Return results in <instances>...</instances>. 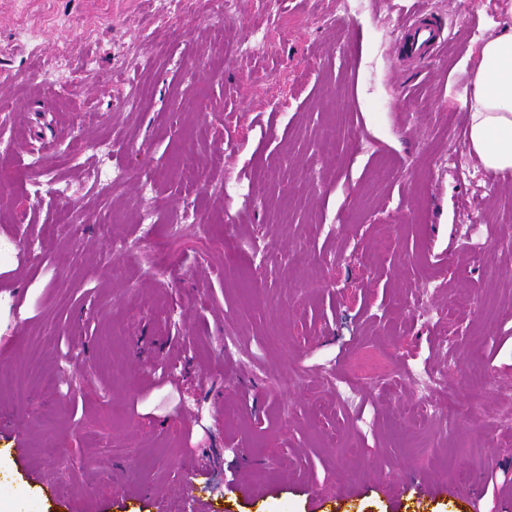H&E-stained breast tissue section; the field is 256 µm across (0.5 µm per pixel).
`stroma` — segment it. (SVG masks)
<instances>
[{"instance_id": "stroma-1", "label": "stroma", "mask_w": 512, "mask_h": 512, "mask_svg": "<svg viewBox=\"0 0 512 512\" xmlns=\"http://www.w3.org/2000/svg\"><path fill=\"white\" fill-rule=\"evenodd\" d=\"M419 11L450 28L441 56L398 50ZM503 20L501 0H238L224 21L212 0H0L9 493L512 512V177L485 183L457 135L465 56Z\"/></svg>"}]
</instances>
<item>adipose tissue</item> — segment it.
<instances>
[{
	"instance_id": "obj_1",
	"label": "adipose tissue",
	"mask_w": 512,
	"mask_h": 512,
	"mask_svg": "<svg viewBox=\"0 0 512 512\" xmlns=\"http://www.w3.org/2000/svg\"><path fill=\"white\" fill-rule=\"evenodd\" d=\"M471 89L465 92V144L484 175L512 174V25L478 36L466 56Z\"/></svg>"
}]
</instances>
